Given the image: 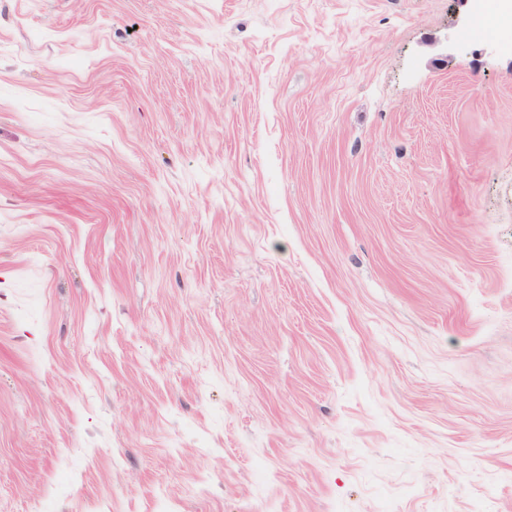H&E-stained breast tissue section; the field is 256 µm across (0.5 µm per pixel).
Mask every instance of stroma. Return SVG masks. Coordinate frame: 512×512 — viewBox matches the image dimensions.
<instances>
[{
    "label": "stroma",
    "instance_id": "stroma-1",
    "mask_svg": "<svg viewBox=\"0 0 512 512\" xmlns=\"http://www.w3.org/2000/svg\"><path fill=\"white\" fill-rule=\"evenodd\" d=\"M479 8L0 0V512H512Z\"/></svg>",
    "mask_w": 512,
    "mask_h": 512
}]
</instances>
